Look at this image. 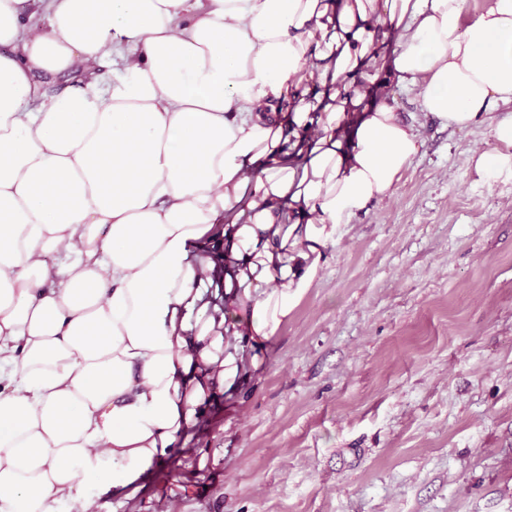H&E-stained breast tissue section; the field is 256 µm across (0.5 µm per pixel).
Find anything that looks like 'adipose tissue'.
Here are the masks:
<instances>
[{"instance_id": "ef3b65f1", "label": "adipose tissue", "mask_w": 512, "mask_h": 512, "mask_svg": "<svg viewBox=\"0 0 512 512\" xmlns=\"http://www.w3.org/2000/svg\"><path fill=\"white\" fill-rule=\"evenodd\" d=\"M464 10L0 0V512H97L238 386L419 150L385 77L457 129L512 104V0Z\"/></svg>"}]
</instances>
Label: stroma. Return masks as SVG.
Segmentation results:
<instances>
[{
  "label": "stroma",
  "instance_id": "stroma-1",
  "mask_svg": "<svg viewBox=\"0 0 512 512\" xmlns=\"http://www.w3.org/2000/svg\"><path fill=\"white\" fill-rule=\"evenodd\" d=\"M389 102L420 148L341 225L232 394L106 512H512V170L488 124ZM477 164L487 172L512 170V155L502 153L497 149L489 150L479 156Z\"/></svg>",
  "mask_w": 512,
  "mask_h": 512
}]
</instances>
